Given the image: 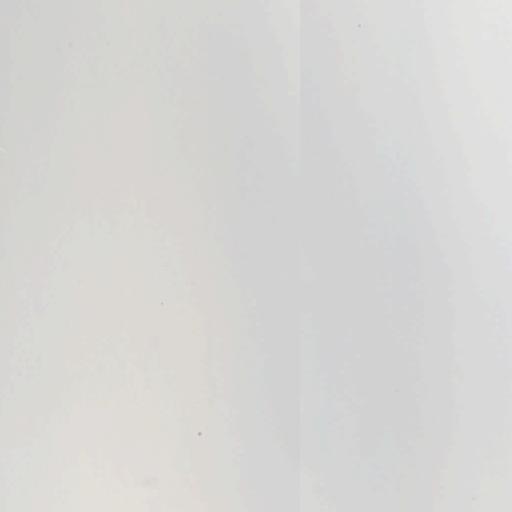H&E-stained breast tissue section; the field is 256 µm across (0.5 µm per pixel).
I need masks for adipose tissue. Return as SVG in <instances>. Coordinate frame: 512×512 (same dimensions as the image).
<instances>
[{
  "mask_svg": "<svg viewBox=\"0 0 512 512\" xmlns=\"http://www.w3.org/2000/svg\"><path fill=\"white\" fill-rule=\"evenodd\" d=\"M32 33L47 55L22 97ZM260 75L292 103L287 130ZM327 76L355 104L382 90V112L337 111ZM101 97L122 111L66 122ZM160 97L188 122H161ZM244 141L269 224L240 187ZM40 196L58 223L28 224ZM92 198L108 212L81 218ZM507 211L512 0H0V512H54L88 443L130 512H341L377 482L374 512H457L459 489L467 512H512ZM90 296L121 342L82 374L66 350ZM364 320L393 352L359 339L343 369L330 333ZM253 336L264 362L243 354ZM162 391L180 447L121 460L80 420L96 408L136 447ZM262 416L279 450L260 460L240 428Z\"/></svg>",
  "mask_w": 512,
  "mask_h": 512,
  "instance_id": "obj_1",
  "label": "adipose tissue"
}]
</instances>
